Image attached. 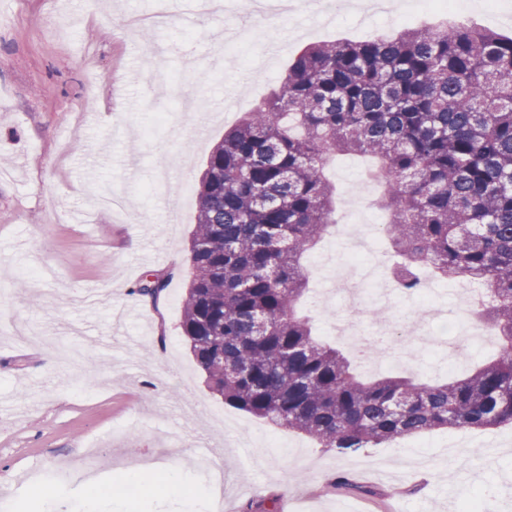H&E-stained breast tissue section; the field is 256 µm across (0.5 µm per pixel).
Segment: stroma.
Segmentation results:
<instances>
[{"label": "stroma", "instance_id": "stroma-1", "mask_svg": "<svg viewBox=\"0 0 512 512\" xmlns=\"http://www.w3.org/2000/svg\"><path fill=\"white\" fill-rule=\"evenodd\" d=\"M430 21L403 8L339 6L324 24L301 7L248 18L201 0H0L1 503L75 512L91 473L96 512H114L124 473L175 461L186 498L158 475L134 512H187L220 456L224 512H448L488 483L486 512H512V423L460 430L455 456L430 448L421 466L401 467L393 442L339 455L225 404L181 330L195 188L225 131L305 46ZM149 270L169 276L155 307L133 292ZM495 351L472 345L443 369L426 352L378 372L463 378ZM263 431L282 447L247 462L241 446Z\"/></svg>", "mask_w": 512, "mask_h": 512}]
</instances>
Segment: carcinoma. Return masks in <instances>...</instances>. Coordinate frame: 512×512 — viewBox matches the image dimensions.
I'll list each match as a JSON object with an SVG mask.
<instances>
[{"mask_svg": "<svg viewBox=\"0 0 512 512\" xmlns=\"http://www.w3.org/2000/svg\"><path fill=\"white\" fill-rule=\"evenodd\" d=\"M338 152L383 164L402 288L424 265L483 285L494 360L450 383L363 382L295 315L300 259L336 224ZM197 196L182 333L225 404L338 454L512 422V37L452 21L305 49L214 147ZM168 281L135 293L155 306Z\"/></svg>", "mask_w": 512, "mask_h": 512, "instance_id": "1", "label": "carcinoma"}]
</instances>
